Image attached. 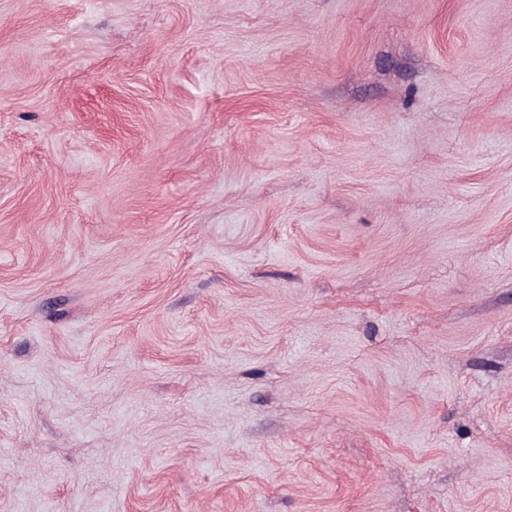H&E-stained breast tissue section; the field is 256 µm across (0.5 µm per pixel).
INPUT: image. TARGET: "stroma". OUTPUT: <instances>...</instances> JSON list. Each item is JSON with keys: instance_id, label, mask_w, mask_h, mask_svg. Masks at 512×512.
Wrapping results in <instances>:
<instances>
[{"instance_id": "obj_1", "label": "stroma", "mask_w": 512, "mask_h": 512, "mask_svg": "<svg viewBox=\"0 0 512 512\" xmlns=\"http://www.w3.org/2000/svg\"><path fill=\"white\" fill-rule=\"evenodd\" d=\"M0 512H512V0H0Z\"/></svg>"}]
</instances>
